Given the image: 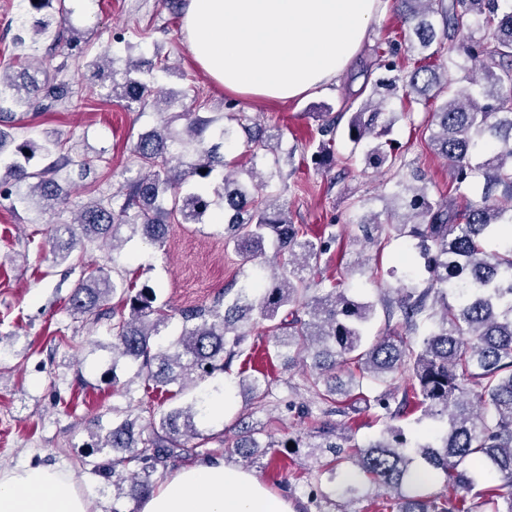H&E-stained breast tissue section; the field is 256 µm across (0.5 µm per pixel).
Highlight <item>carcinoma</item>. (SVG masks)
<instances>
[{"label": "carcinoma", "mask_w": 512, "mask_h": 512, "mask_svg": "<svg viewBox=\"0 0 512 512\" xmlns=\"http://www.w3.org/2000/svg\"><path fill=\"white\" fill-rule=\"evenodd\" d=\"M406 29L407 51L415 56L413 69L397 72L385 52L374 50L373 65L391 76L379 78L356 106L338 113H321L322 139L313 156L325 163L342 119L354 147L367 145L365 162L394 171L393 208L386 220L364 216L358 221L364 243L380 254L392 240L411 238L394 296L384 300V331L373 336L369 324L375 305L348 295L338 281L321 294H310L307 274L317 270L321 257L337 234L333 225L311 236L291 223L285 203L263 194L268 182L232 179L224 148L234 141V121L247 141L274 157L279 164V134L252 131L243 113L190 121L187 136L172 128L175 117L142 133L133 146L140 173L128 179L122 196L92 200L76 209L70 224H48L45 236L54 257L68 258L79 246L99 241L117 247L121 229L161 248L175 224H201L211 201L192 184L194 177L222 175L218 193L224 210L225 245L251 256L271 249L276 264L271 273L261 267L243 274L238 288L224 289V300L211 307L179 311L182 329L165 338L173 318L167 303H158L152 288L134 290V282L117 278L101 267H87L70 298L73 314L99 321L101 307H112V366L127 359L138 365L146 383L176 384L184 389L230 370L234 360L251 354L252 329L264 325L268 347L280 357L295 348L288 363H302L323 413L347 416L362 404L379 409V434L366 443L344 445L347 437L332 422H322L306 438L275 441L254 429L231 446V452L255 464L270 449L289 452L288 443L305 448V459L317 464L315 482L306 494L318 512L331 504L321 490L322 480L336 481L337 467L350 463L357 477H344L340 492L351 509L367 495L365 481L381 484L397 495L385 512H512V0H396ZM38 15L35 34L56 50L65 41L69 55L83 53L82 36L68 25L64 0H27ZM482 24L491 31L487 40H469L460 46L465 71L461 85L448 80L441 62L445 42ZM152 71L146 60L132 61L121 71L93 64L90 79L105 96L142 109L154 96L153 84L143 78ZM402 92L412 104L450 92L428 120L434 150L454 171L453 203L442 204L418 185L420 175L407 167L395 148L369 141L384 136L392 125L385 118L389 101ZM66 96L63 83L45 73L39 80L23 71L0 73V188L24 207L42 213L66 203L69 192L56 175L69 159L56 156L59 141L46 135L37 143L15 142L9 132L19 112H38ZM54 160L34 170L36 154ZM195 155L192 162L185 161ZM482 186L481 199L468 194ZM398 327H391V322ZM347 382L341 381V376ZM410 386L399 389L397 380ZM237 387L266 396L269 382L241 377ZM212 394H196L184 407L113 423L98 451L106 457L93 463L91 473L112 481V512L120 502L141 499L153 491L157 466L200 455L197 421L213 413ZM416 411L417 421L437 424L436 438L412 443L395 421ZM442 477L455 490L452 499L421 494L413 484V461ZM136 464L135 469L128 465Z\"/></svg>", "instance_id": "carcinoma-1"}]
</instances>
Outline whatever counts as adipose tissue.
<instances>
[{
    "label": "adipose tissue",
    "instance_id": "adipose-tissue-1",
    "mask_svg": "<svg viewBox=\"0 0 512 512\" xmlns=\"http://www.w3.org/2000/svg\"><path fill=\"white\" fill-rule=\"evenodd\" d=\"M381 0H188L182 31L225 90L286 101L339 82L363 50ZM0 512H95L72 473L0 469ZM139 512H294L250 472L213 458L184 469Z\"/></svg>",
    "mask_w": 512,
    "mask_h": 512
}]
</instances>
